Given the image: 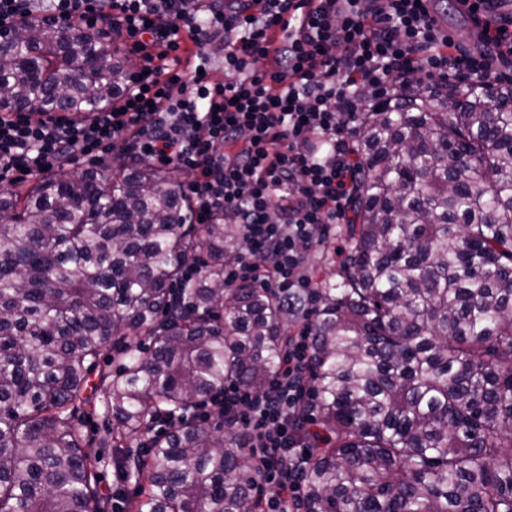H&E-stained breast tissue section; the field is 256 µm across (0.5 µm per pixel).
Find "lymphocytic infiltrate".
Masks as SVG:
<instances>
[{"label":"lymphocytic infiltrate","mask_w":512,"mask_h":512,"mask_svg":"<svg viewBox=\"0 0 512 512\" xmlns=\"http://www.w3.org/2000/svg\"><path fill=\"white\" fill-rule=\"evenodd\" d=\"M0 0V27L45 13L85 30H107L135 61L124 101L73 117L0 115V182L101 161L124 142L133 157L189 172L199 224L233 217L242 256L228 284L278 297L314 299L305 258L345 223L355 180L361 112L401 103L404 93L449 74L495 72L512 58V17L495 0H457L479 28L483 52L463 51L434 17L432 0ZM297 15L293 36L277 25ZM229 81L213 80L212 50ZM268 61L257 70L258 61ZM308 319L296 317L283 365L259 390L237 384L213 394L198 419L222 416L257 462L259 512H301L302 457L323 436L299 425L311 402Z\"/></svg>","instance_id":"obj_1"}]
</instances>
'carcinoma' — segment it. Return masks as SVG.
Segmentation results:
<instances>
[{"mask_svg": "<svg viewBox=\"0 0 512 512\" xmlns=\"http://www.w3.org/2000/svg\"><path fill=\"white\" fill-rule=\"evenodd\" d=\"M126 70L33 17L0 38V113L100 112ZM408 97L360 118L345 257L310 320L330 437L303 512H512V80ZM243 246L146 160L0 191V512H253L252 456L195 416L230 383L262 388L298 313L224 283ZM103 426V418L101 416H94L84 421L82 432L87 443L86 448H91L98 455H109L112 449L100 448L98 444Z\"/></svg>", "mask_w": 512, "mask_h": 512, "instance_id": "1", "label": "carcinoma"}]
</instances>
